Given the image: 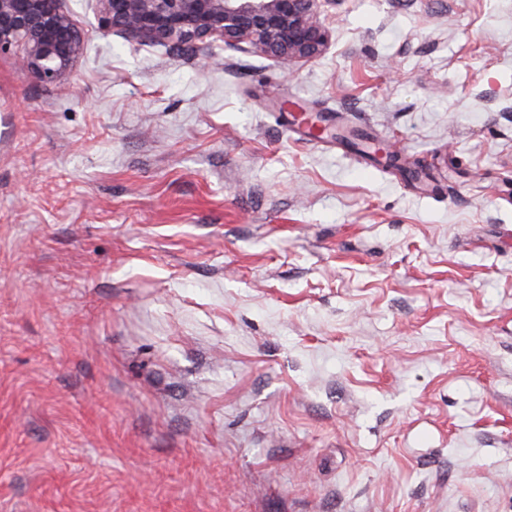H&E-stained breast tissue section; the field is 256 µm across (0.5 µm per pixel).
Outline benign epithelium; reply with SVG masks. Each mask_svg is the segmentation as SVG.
Returning a JSON list of instances; mask_svg holds the SVG:
<instances>
[{
  "label": "benign epithelium",
  "instance_id": "benign-epithelium-1",
  "mask_svg": "<svg viewBox=\"0 0 512 512\" xmlns=\"http://www.w3.org/2000/svg\"><path fill=\"white\" fill-rule=\"evenodd\" d=\"M63 0H0V54L14 48L39 82L70 78L84 52V34ZM99 23L137 44L188 48L222 42L279 63L318 58L328 32L320 21L328 0H97Z\"/></svg>",
  "mask_w": 512,
  "mask_h": 512
}]
</instances>
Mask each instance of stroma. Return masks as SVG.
<instances>
[{"label":"stroma","mask_w":512,"mask_h":512,"mask_svg":"<svg viewBox=\"0 0 512 512\" xmlns=\"http://www.w3.org/2000/svg\"><path fill=\"white\" fill-rule=\"evenodd\" d=\"M64 8L71 78L0 55V512H512V0L288 66Z\"/></svg>","instance_id":"35a3bbf8"}]
</instances>
